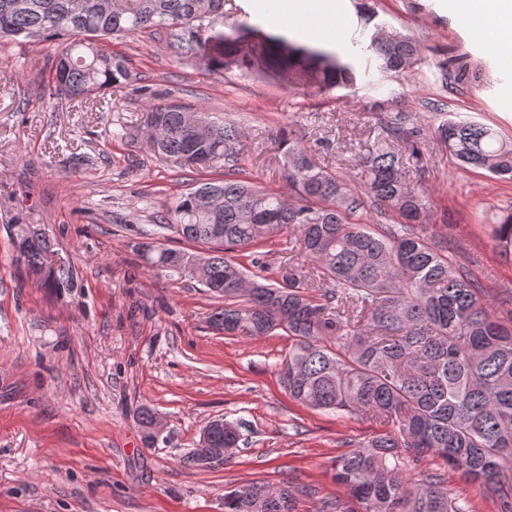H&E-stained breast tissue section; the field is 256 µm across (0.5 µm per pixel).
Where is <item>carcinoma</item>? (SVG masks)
Listing matches in <instances>:
<instances>
[{"label": "carcinoma", "mask_w": 512, "mask_h": 512, "mask_svg": "<svg viewBox=\"0 0 512 512\" xmlns=\"http://www.w3.org/2000/svg\"><path fill=\"white\" fill-rule=\"evenodd\" d=\"M226 0H0V39L59 42L57 93L86 99L129 78L123 60L102 50L97 38L128 36L150 28L167 31L181 58L202 57L213 69L235 66L266 75L311 81L325 89L353 83L355 70L336 53L263 28L226 33ZM210 25L200 34L201 17ZM369 48L383 69L400 72L419 60L418 45L395 30L376 32ZM179 105H152L145 126L152 153L183 168H233L247 152L246 136L232 122ZM437 137L464 167L512 180V140L475 121L448 118ZM425 129L397 112L369 131L359 159L364 180L354 183L318 164L295 130L279 140L285 194L252 181L205 182L182 195L159 220L162 230L210 246L205 274L195 277L196 254L160 242L141 246L152 266L196 279L224 299L209 323L229 336L293 340L281 382L295 401L316 410L345 411L393 426L336 459L333 480L345 500L322 503L321 512H469L448 492L447 478L431 475L409 485L412 462L438 456L486 491L500 493V512H512V324L491 313L481 286L448 261L432 242L427 197L411 186L406 164L422 161ZM372 207L401 222L377 232L362 222ZM297 251L279 279L262 275L234 253L257 247L283 230ZM494 239L512 249V212L495 225ZM15 244L27 265L46 264V240L15 225ZM72 266L50 269L49 285L68 288ZM336 344H331V341ZM157 414L138 412L144 442H152ZM242 423L224 421L214 442L239 447ZM288 485H245L224 495V512H294Z\"/></svg>", "instance_id": "1"}]
</instances>
